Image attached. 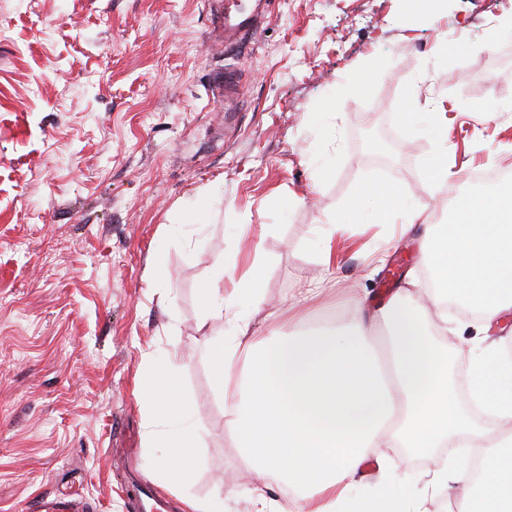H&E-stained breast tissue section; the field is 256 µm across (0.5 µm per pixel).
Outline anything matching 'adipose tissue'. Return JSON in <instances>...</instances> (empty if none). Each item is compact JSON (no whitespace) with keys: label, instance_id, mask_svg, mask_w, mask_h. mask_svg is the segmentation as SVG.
Instances as JSON below:
<instances>
[{"label":"adipose tissue","instance_id":"ef3b65f1","mask_svg":"<svg viewBox=\"0 0 512 512\" xmlns=\"http://www.w3.org/2000/svg\"><path fill=\"white\" fill-rule=\"evenodd\" d=\"M371 211L348 208L343 220L372 224L412 206L396 183L369 184ZM434 304L445 299L477 309L486 323L512 311V184L459 198L447 229L426 225ZM407 278L382 307L367 311L355 301L337 323L308 326L290 312L287 332L255 339L252 314L236 319L230 340L211 360L217 383L226 382L237 354L249 363L232 407V427L242 438L249 469L264 481L295 485L297 512H420L406 495L408 478L384 481L371 502L355 495L368 449L399 444L422 455L446 446L479 449L472 493L455 512H512V361L488 354L470 367L475 402L500 426L477 427L448 377V356L437 345L425 308ZM388 337L386 353L370 339ZM158 430L171 450L168 476L192 473L190 409L175 395L172 379L157 371L141 385Z\"/></svg>","mask_w":512,"mask_h":512}]
</instances>
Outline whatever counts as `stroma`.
Masks as SVG:
<instances>
[{"mask_svg":"<svg viewBox=\"0 0 512 512\" xmlns=\"http://www.w3.org/2000/svg\"><path fill=\"white\" fill-rule=\"evenodd\" d=\"M511 16L512 0H447L433 17L416 0H272L224 49L207 40L206 0H0V512L69 491L88 512H131L123 448L170 512L219 489L224 512H255L260 495L295 512L294 486L251 480L224 402L239 380L217 385L210 350L241 312L258 335L287 328L289 301L314 281L313 325L358 295L383 305L407 275L429 286L428 245L404 214L340 217L369 208L363 185L393 181L444 226L485 189L473 172H512V39L472 53ZM447 32L466 49L452 64L438 53ZM227 67L240 80L229 117L211 92ZM407 111L442 113V138L407 133ZM437 156L455 173L440 189ZM219 259L239 276L261 266L262 304L228 281L223 320L205 319ZM427 317L452 379L475 337L512 352V312L487 328L445 304ZM152 368L173 372L191 407L185 485L164 484L169 451L146 441L136 384ZM466 454L369 449L388 466L360 490L405 473L425 512H452L466 484L431 481Z\"/></svg>","mask_w":512,"mask_h":512,"instance_id":"stroma-1","label":"stroma"}]
</instances>
